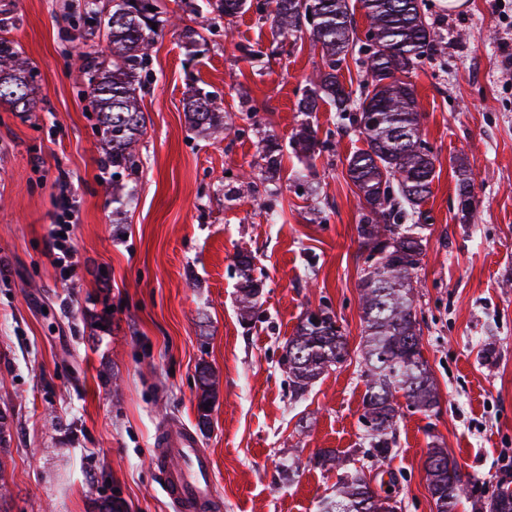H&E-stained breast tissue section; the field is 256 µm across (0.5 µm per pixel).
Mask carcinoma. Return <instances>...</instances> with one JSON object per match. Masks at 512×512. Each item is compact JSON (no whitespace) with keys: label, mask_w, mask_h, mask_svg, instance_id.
I'll use <instances>...</instances> for the list:
<instances>
[{"label":"carcinoma","mask_w":512,"mask_h":512,"mask_svg":"<svg viewBox=\"0 0 512 512\" xmlns=\"http://www.w3.org/2000/svg\"><path fill=\"white\" fill-rule=\"evenodd\" d=\"M141 0H112V11L92 9L90 32L108 44L112 64L87 54L79 74L82 94L96 113L108 149L112 175H133L139 168L136 146L146 130V116L137 98L141 72L148 67L155 42L156 13L140 5ZM271 12L276 37L297 39L309 34L320 48L325 69L306 84L298 103L305 119L296 130L293 144L307 160L319 146L317 131L308 117L319 101L352 121L366 148L348 159V175L360 196L358 237L367 251L361 277L363 336L360 356L366 377L363 413L360 418L368 444L367 456L375 462L388 458L395 445L394 432L400 401L425 415L437 411L439 397L422 352V329L413 311V282L424 252L420 206L431 194L436 176L435 155L423 138L421 113L411 83L401 79L441 47L426 26L424 0H360L367 27L357 36L349 0H274ZM247 0H217L215 11L231 17ZM186 27L183 36L197 46L206 42L214 18ZM361 46L364 79L358 90L346 89L341 65L356 46ZM29 62L8 42L0 39V84L18 91L24 103L0 97V103L17 112H31L38 102ZM191 122L210 128L224 124L210 93L198 89L186 103ZM261 152L268 174L277 172L282 149L271 139L262 141ZM457 191L466 196L467 207L460 220L470 221L474 197L473 179L464 162L457 166ZM238 275L239 312L251 317L262 291L254 276L251 253L240 251L234 260ZM321 321L303 317L285 346L283 356L296 397L309 383L349 356L348 340L337 320L322 309ZM200 417L216 398V375L207 364L197 367ZM428 489L437 512H457L467 495L455 462L448 452L435 446L425 462ZM489 512H512V487L498 484L488 496ZM396 501L372 490L359 469L346 468L336 482V494L323 500L320 512H396Z\"/></svg>","instance_id":"1"}]
</instances>
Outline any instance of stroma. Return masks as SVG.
<instances>
[{
	"instance_id": "stroma-1",
	"label": "stroma",
	"mask_w": 512,
	"mask_h": 512,
	"mask_svg": "<svg viewBox=\"0 0 512 512\" xmlns=\"http://www.w3.org/2000/svg\"><path fill=\"white\" fill-rule=\"evenodd\" d=\"M85 2L0 0V36L33 67L40 98L30 112L0 107V413L11 425L0 512H92L113 495L127 512H176L151 458L185 434L213 462L222 512H319L338 480L317 460L326 449L353 459L372 489H390L398 512H436L424 469L436 443L469 486L458 512H479L512 482V0L496 11L489 0L457 11L425 0L442 50L409 75L436 156L415 307L440 404L430 416L402 408L395 451L377 465L360 423L366 253L347 174L364 142L323 104L311 123L327 146L307 162L288 147L319 49L306 37L273 42L253 8L218 19L194 49L164 20L174 12L193 25L202 0H155L141 166L116 185L73 79L82 54L105 51L87 33ZM199 88L228 128H191L185 102ZM267 134L285 145L274 182L260 156ZM460 159L474 179L466 224ZM304 174L319 199L303 195ZM62 178L75 214L70 271L52 251ZM116 194L131 198L118 219ZM241 250L262 281L247 322L236 302ZM311 309L335 315L350 355L298 400L282 356ZM203 362L218 378L204 433L194 385Z\"/></svg>"
}]
</instances>
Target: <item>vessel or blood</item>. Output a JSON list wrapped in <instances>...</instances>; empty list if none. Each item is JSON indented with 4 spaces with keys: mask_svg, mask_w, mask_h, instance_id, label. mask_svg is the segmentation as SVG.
<instances>
[{
    "mask_svg": "<svg viewBox=\"0 0 512 512\" xmlns=\"http://www.w3.org/2000/svg\"><path fill=\"white\" fill-rule=\"evenodd\" d=\"M154 464L176 512H218L220 503L211 492V459L192 435H184L176 447L159 449Z\"/></svg>",
    "mask_w": 512,
    "mask_h": 512,
    "instance_id": "obj_1",
    "label": "vessel or blood"
}]
</instances>
